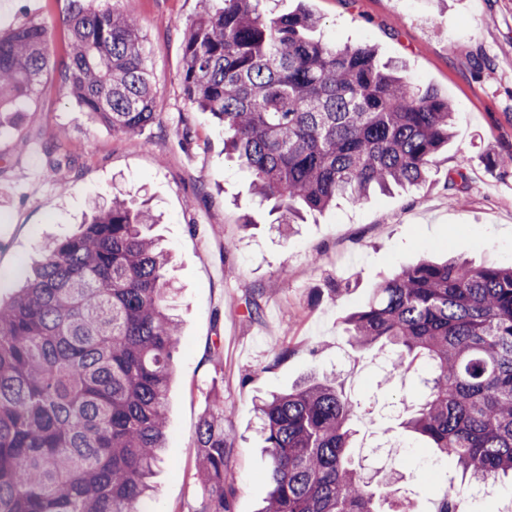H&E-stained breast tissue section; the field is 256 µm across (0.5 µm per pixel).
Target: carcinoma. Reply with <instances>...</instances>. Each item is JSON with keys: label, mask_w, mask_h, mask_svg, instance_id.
<instances>
[{"label": "carcinoma", "mask_w": 512, "mask_h": 512, "mask_svg": "<svg viewBox=\"0 0 512 512\" xmlns=\"http://www.w3.org/2000/svg\"><path fill=\"white\" fill-rule=\"evenodd\" d=\"M266 0H207L183 31L182 90L224 126V149L274 201L279 223L337 198L418 187L452 138L448 98L414 84L368 44L308 36V10L271 16ZM58 73L81 111L125 135L156 119L138 21L70 0ZM49 62L46 26L0 36V108L30 98ZM454 201L467 174L448 172ZM147 208L113 197L81 230L43 247L19 294L0 302V512H145L161 462L177 321L166 251ZM344 332L422 369L402 421L452 460L460 483L435 512H471L468 489L512 483V267L421 261L370 288ZM361 402L335 377H310L256 405L269 458L259 512H418L396 482L375 484L350 448ZM202 496L194 512H234L224 402L195 434Z\"/></svg>", "instance_id": "cac0c4a2"}]
</instances>
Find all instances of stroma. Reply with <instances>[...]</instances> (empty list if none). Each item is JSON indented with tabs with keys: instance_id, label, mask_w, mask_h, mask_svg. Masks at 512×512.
<instances>
[{
	"instance_id": "obj_1",
	"label": "stroma",
	"mask_w": 512,
	"mask_h": 512,
	"mask_svg": "<svg viewBox=\"0 0 512 512\" xmlns=\"http://www.w3.org/2000/svg\"><path fill=\"white\" fill-rule=\"evenodd\" d=\"M99 3L141 27L157 117L135 136L93 122L58 81L69 0H0V30L44 24L50 53L36 94L22 103V124L0 130V300H11L46 243L78 230L93 202L116 192L149 200L161 219L152 234L172 256L167 276L177 292L168 306L180 330L166 451L146 512H194L195 433L217 393L234 512H257L268 493V459L255 435L256 400L332 371L370 400L353 421V460L370 455L382 471L399 470L407 496L432 512L435 489L455 470L400 428L417 378L383 371L375 351L348 343L342 321L373 285L425 256L512 266V0H269L275 14L320 17L316 39L370 44L415 84L439 89L456 112L454 137L425 185L356 207L337 200L288 235L253 195L250 174L225 155L223 127L182 94L180 31L197 0ZM186 124L194 135L188 147L179 136ZM56 146L70 152L68 169L49 166ZM455 168L470 182L458 205L444 188ZM252 298L262 308L257 320L246 313ZM216 342L219 366L207 358Z\"/></svg>"
}]
</instances>
